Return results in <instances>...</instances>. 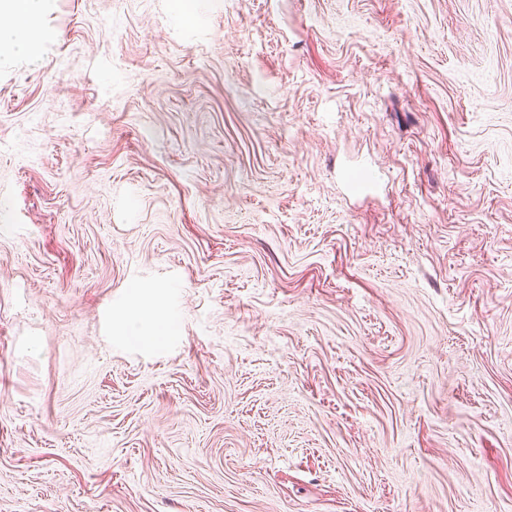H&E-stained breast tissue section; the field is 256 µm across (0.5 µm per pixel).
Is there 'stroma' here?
<instances>
[{
    "instance_id": "35a3bbf8",
    "label": "stroma",
    "mask_w": 512,
    "mask_h": 512,
    "mask_svg": "<svg viewBox=\"0 0 512 512\" xmlns=\"http://www.w3.org/2000/svg\"><path fill=\"white\" fill-rule=\"evenodd\" d=\"M0 512H512V0H45ZM172 324V317L163 316L153 306L138 307L125 317V336L119 337L125 342L153 347L171 334ZM146 332L152 336H145Z\"/></svg>"
}]
</instances>
